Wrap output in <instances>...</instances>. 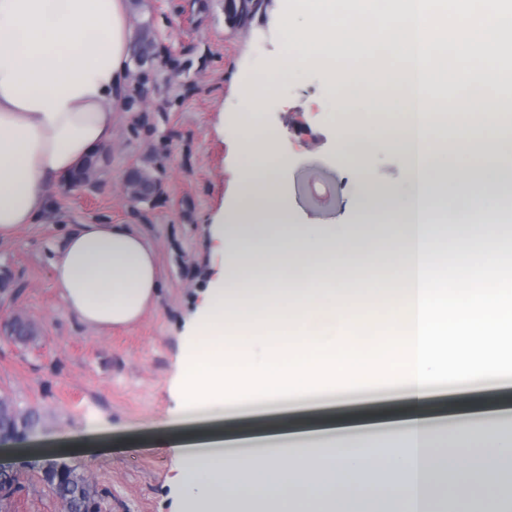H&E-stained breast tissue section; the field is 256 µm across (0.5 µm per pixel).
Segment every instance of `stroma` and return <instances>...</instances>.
<instances>
[{"instance_id": "stroma-1", "label": "stroma", "mask_w": 512, "mask_h": 512, "mask_svg": "<svg viewBox=\"0 0 512 512\" xmlns=\"http://www.w3.org/2000/svg\"><path fill=\"white\" fill-rule=\"evenodd\" d=\"M283 0H267L246 27H231L224 0H130L133 38L155 41L158 68L131 74L134 105L112 134L109 162L81 189L49 188L54 209L0 243V395L34 409L37 426L0 446V466L17 489L0 512H66L44 480L64 463L94 486L101 512H181L178 462L165 448L185 431L170 426L179 405L180 355L208 288L223 269L213 238L215 217L231 208L234 182L231 120L240 90L281 52ZM332 74L306 66L268 98L261 122L284 134L277 169L280 198L294 224H351L365 187L355 177L357 147L337 137L349 118L334 108ZM376 189L401 184L406 167L388 146L366 141ZM163 166V193L134 202L126 175L150 160ZM134 224L154 243L161 273L159 302L135 324L99 330L71 318L51 276L55 248L80 224ZM30 324L20 342L7 327Z\"/></svg>"}]
</instances>
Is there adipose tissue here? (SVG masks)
<instances>
[{"label":"adipose tissue","instance_id":"adipose-tissue-1","mask_svg":"<svg viewBox=\"0 0 512 512\" xmlns=\"http://www.w3.org/2000/svg\"><path fill=\"white\" fill-rule=\"evenodd\" d=\"M287 2L303 24H280L283 53L246 81L233 118L238 204L215 230L223 270L179 360L175 415L218 420L228 407H280L384 383L401 387L403 402L368 415L390 426L384 445L349 441L343 420L324 417L313 432L263 439L258 456L225 458L218 441L172 447L188 512H289V500L308 487L325 492L315 512H331L337 493L354 494L378 472L398 489L378 512H433L435 490L460 507L477 484L454 464L484 451L472 424L460 422L437 454L427 401L447 384L512 379L498 355L499 329L512 321V278L504 276L512 239L490 223L504 195L468 224L456 259L432 227L459 221L440 187L446 159L466 157L470 142H449V113L477 108L487 123L512 125L498 107L512 94V0ZM361 37L375 45L377 63L396 66L403 96L368 94L352 78ZM438 37L465 62L463 78L445 90L433 80L428 49ZM130 46L128 0H0V242L50 211L47 183L111 144L126 108ZM312 64L330 67L344 102L391 117L375 131L401 154L407 176L360 208V223L378 225L375 235L296 228L287 208L273 206L284 137L259 115L295 68ZM482 154L477 181L459 183V197L512 174L511 146L487 140ZM259 224L279 230L250 244ZM354 253L383 258L382 273L355 269L347 262ZM51 269L66 312L98 329L133 324L159 299L155 247L132 224L78 225ZM452 276L469 283L467 295L448 291Z\"/></svg>","mask_w":512,"mask_h":512}]
</instances>
